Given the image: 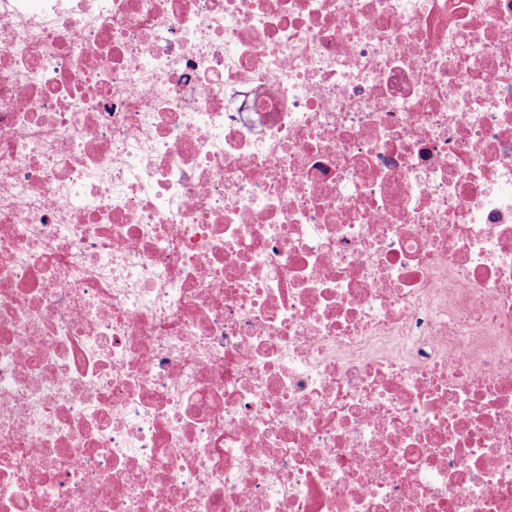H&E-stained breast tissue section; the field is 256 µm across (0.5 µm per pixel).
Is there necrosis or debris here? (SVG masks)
<instances>
[{"instance_id":"necrosis-or-debris-1","label":"necrosis or debris","mask_w":512,"mask_h":512,"mask_svg":"<svg viewBox=\"0 0 512 512\" xmlns=\"http://www.w3.org/2000/svg\"><path fill=\"white\" fill-rule=\"evenodd\" d=\"M0 512H512V0H0Z\"/></svg>"}]
</instances>
